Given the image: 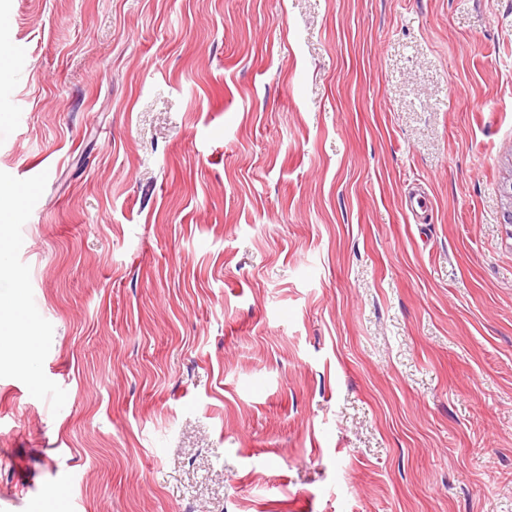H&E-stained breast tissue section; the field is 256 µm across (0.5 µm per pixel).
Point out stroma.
<instances>
[{
    "label": "stroma",
    "mask_w": 512,
    "mask_h": 512,
    "mask_svg": "<svg viewBox=\"0 0 512 512\" xmlns=\"http://www.w3.org/2000/svg\"><path fill=\"white\" fill-rule=\"evenodd\" d=\"M0 14V512H512V0ZM21 307V299L19 295H16L5 302H1L0 312L2 308H8L12 311L13 316H15V322L12 324L11 329L8 332H4L3 327L0 326L1 351H12L15 348L22 347L31 362L38 353V340L37 336L33 335L31 329L25 324V320L20 317L19 311L21 310Z\"/></svg>",
    "instance_id": "1"
}]
</instances>
